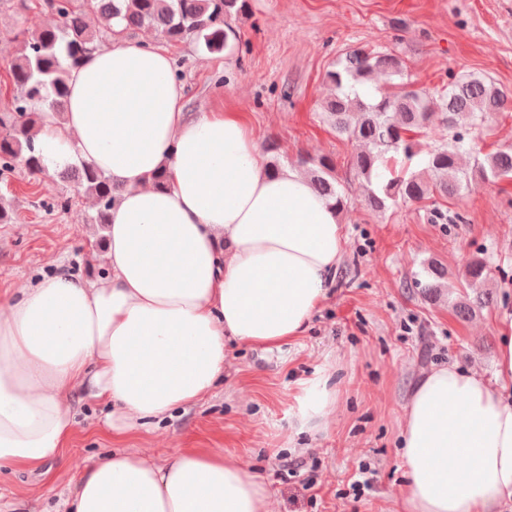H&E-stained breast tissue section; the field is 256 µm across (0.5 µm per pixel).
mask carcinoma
Returning a JSON list of instances; mask_svg holds the SVG:
<instances>
[{"label": "carcinoma", "instance_id": "1", "mask_svg": "<svg viewBox=\"0 0 512 512\" xmlns=\"http://www.w3.org/2000/svg\"><path fill=\"white\" fill-rule=\"evenodd\" d=\"M247 9L246 0H43L41 12L50 24L20 28L14 38L21 53L9 65L15 95L7 115L0 117V170L18 166L31 174L45 171V156L35 136L46 112L62 118L66 112L72 71L94 50L99 38L128 30L152 27L168 43L192 41L215 53L228 42L230 21ZM99 26L93 29L87 16ZM390 79L391 88L371 89L376 74ZM334 93L321 104L320 115L336 136L359 149L349 169L366 184L364 204L380 212L398 202L430 200L432 220L447 224L437 200L462 196L474 178L494 184L512 179V146L489 153L476 150L470 130L512 105V93L481 75L448 72V83L430 93L408 89L409 74L403 61L387 48L355 47L336 60L326 73ZM448 137L434 145L422 136L434 121ZM473 156V166L460 165L463 155ZM314 190L341 214L350 206L345 188L329 156L302 157ZM78 187L97 204L94 223L106 227L117 189L100 170L80 162ZM428 281L415 284L429 292L448 289V304L464 321L492 303L487 293L473 291L490 275L488 264L475 260L465 266L456 285L445 281L436 263L426 266Z\"/></svg>", "mask_w": 512, "mask_h": 512}]
</instances>
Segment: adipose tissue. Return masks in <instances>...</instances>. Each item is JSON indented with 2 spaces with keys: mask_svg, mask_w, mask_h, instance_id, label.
<instances>
[{
  "mask_svg": "<svg viewBox=\"0 0 512 512\" xmlns=\"http://www.w3.org/2000/svg\"><path fill=\"white\" fill-rule=\"evenodd\" d=\"M37 142L71 155L121 193L95 281L61 270L0 294V469L63 456L84 393L124 429L205 398L226 342L269 350L301 338L327 299L344 248L330 203L296 166L269 174L233 112L186 111L172 60L115 41L69 82L64 122L45 113ZM166 170L168 186L152 176ZM495 381L436 367L413 384L401 424V512L512 507V309L498 312ZM329 367L298 386L297 431L327 426ZM264 482L220 451L154 462L123 449L88 461L66 512H272Z\"/></svg>",
  "mask_w": 512,
  "mask_h": 512,
  "instance_id": "1",
  "label": "adipose tissue"
}]
</instances>
